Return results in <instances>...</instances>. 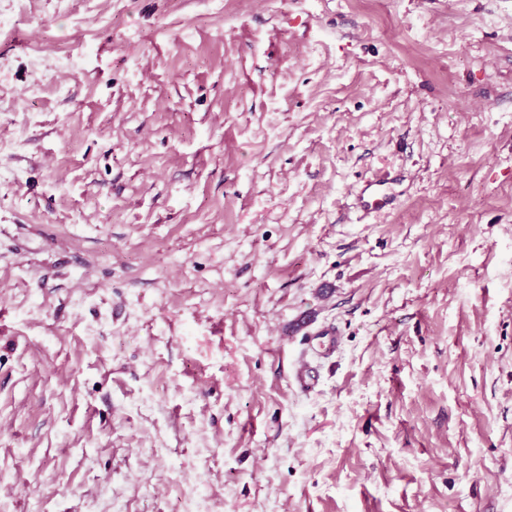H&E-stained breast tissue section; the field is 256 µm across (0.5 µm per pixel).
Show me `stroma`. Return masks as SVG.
<instances>
[{
	"label": "stroma",
	"mask_w": 512,
	"mask_h": 512,
	"mask_svg": "<svg viewBox=\"0 0 512 512\" xmlns=\"http://www.w3.org/2000/svg\"><path fill=\"white\" fill-rule=\"evenodd\" d=\"M0 512H512V0H0ZM308 347L320 349L323 355H330L339 346V338L334 328L324 327L308 337Z\"/></svg>",
	"instance_id": "obj_1"
}]
</instances>
